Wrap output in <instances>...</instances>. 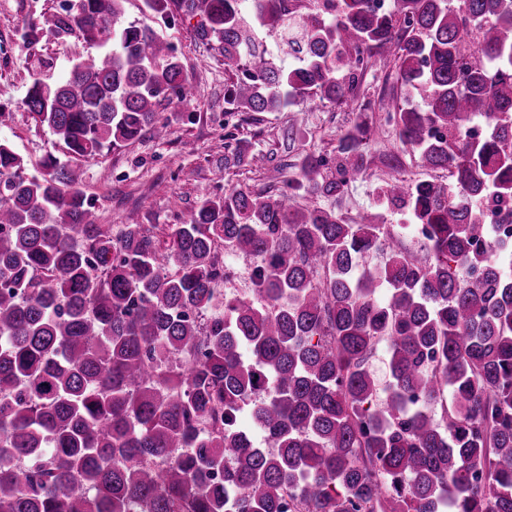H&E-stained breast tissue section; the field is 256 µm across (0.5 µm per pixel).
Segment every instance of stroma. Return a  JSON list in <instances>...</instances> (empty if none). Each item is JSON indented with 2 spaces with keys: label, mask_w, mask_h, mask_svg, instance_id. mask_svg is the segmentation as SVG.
Returning a JSON list of instances; mask_svg holds the SVG:
<instances>
[{
  "label": "stroma",
  "mask_w": 512,
  "mask_h": 512,
  "mask_svg": "<svg viewBox=\"0 0 512 512\" xmlns=\"http://www.w3.org/2000/svg\"><path fill=\"white\" fill-rule=\"evenodd\" d=\"M59 5L60 0H0V106L12 113L0 138L32 166L47 154L60 157L64 151L49 129L21 106L29 76L38 72L52 81L60 79L89 51L81 41L49 33L36 46L24 47L21 34L28 20L50 15ZM196 25V20H186L159 27L158 32L175 47L199 91L198 99L172 103L163 111L165 139L147 134L83 164V190L94 204L98 223L116 230L132 215L137 223L164 228L187 221L198 202L214 193L239 187L255 192L287 189L297 177L295 163L303 156L335 161L338 140L359 116L369 129L367 174L350 183L339 199H321V206L339 209L350 222L377 213L382 223L400 224V210L378 205L377 187L398 178L447 182V172L422 166L402 146L384 111L360 109L366 101L402 103L391 65L372 62L360 80L357 103L348 107L313 98L284 112H229L224 104V58L217 41L197 37ZM257 153L266 157L259 167L250 163Z\"/></svg>",
  "instance_id": "obj_1"
}]
</instances>
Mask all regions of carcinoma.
Listing matches in <instances>:
<instances>
[{"mask_svg": "<svg viewBox=\"0 0 512 512\" xmlns=\"http://www.w3.org/2000/svg\"><path fill=\"white\" fill-rule=\"evenodd\" d=\"M126 2L72 0L23 33L94 52L61 80L32 75L23 100L67 160L32 169L0 139V512H512V239L482 214L512 222V0H332L322 15L144 0L150 24ZM195 17L232 72L229 112L348 104L372 59L392 60L399 139L451 183L383 185L396 225L243 188L168 233L96 223L79 162L165 138L160 112L191 83L152 24ZM295 28V64L278 66L260 33ZM367 133L342 136L333 171L305 156L291 189L340 197ZM405 236L421 254L358 267ZM225 251L260 259L253 296L224 292ZM253 397L269 450L242 423Z\"/></svg>", "mask_w": 512, "mask_h": 512, "instance_id": "1", "label": "carcinoma"}]
</instances>
